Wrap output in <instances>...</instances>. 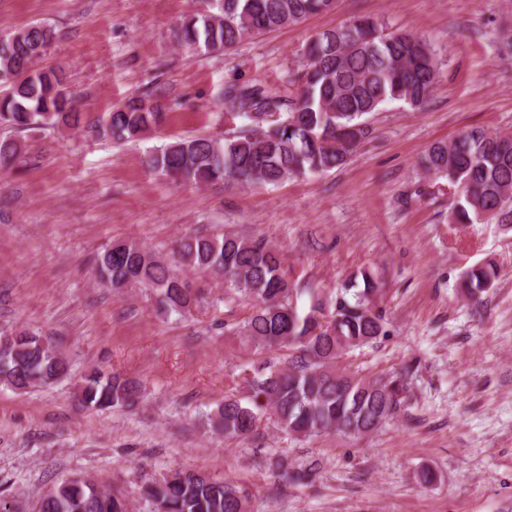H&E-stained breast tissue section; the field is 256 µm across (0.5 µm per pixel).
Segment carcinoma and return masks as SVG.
<instances>
[{"mask_svg":"<svg viewBox=\"0 0 512 512\" xmlns=\"http://www.w3.org/2000/svg\"><path fill=\"white\" fill-rule=\"evenodd\" d=\"M336 0H209L208 9L178 28L176 42L189 51L237 47L257 35L328 11ZM53 38L41 24L0 37V126L17 132L78 130L83 116L63 72L37 68ZM308 64L290 89L262 83L224 85V111L253 125L212 136L180 137L145 154L153 172L206 185H277L343 166L370 134L366 117L388 101L414 107L427 103L441 66L425 40L403 30L384 32L369 17L326 30L305 48ZM164 121L162 105L146 95L117 106L95 125L99 138L117 142L150 136ZM21 140L0 136V169L25 161ZM435 177L458 187L449 222H495L512 229V135L472 127L449 142L431 144L419 161ZM280 252L262 239L235 233L184 235L166 261L135 242H118L97 257L98 285L120 291L132 285L156 294L158 310L182 315L196 296L177 268L224 279L228 297L252 303L253 313L234 334L254 347L286 349L283 364L265 363L244 371L246 401L227 399L214 413L226 438L253 433L270 413L288 433L367 434L392 419L407 403L409 371L367 379L342 365L346 355L388 335L380 310L382 288L368 270L329 294L308 293L309 306L294 302L298 290L281 271ZM497 268L484 262L462 276L463 294L480 301L495 285ZM69 362L49 341L29 328L0 335V383L19 392L53 384ZM144 398L142 385L98 368L84 374L76 401L85 408H131ZM155 512H248L249 489L191 470H177L145 485ZM38 512H129L120 495L76 475L43 494Z\"/></svg>","mask_w":512,"mask_h":512,"instance_id":"1","label":"carcinoma"}]
</instances>
